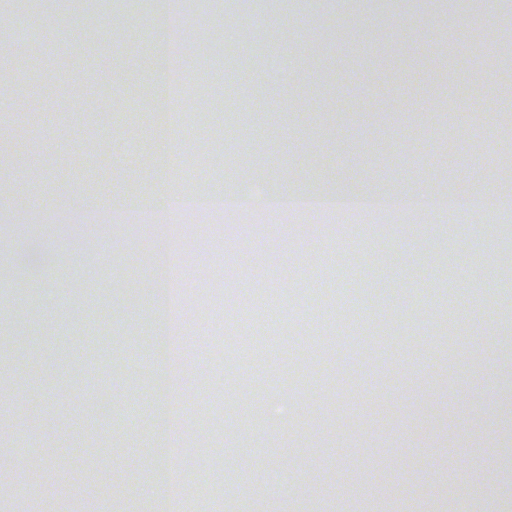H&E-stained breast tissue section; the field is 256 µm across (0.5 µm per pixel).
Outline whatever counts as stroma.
I'll return each mask as SVG.
<instances>
[{"label":"stroma","mask_w":512,"mask_h":512,"mask_svg":"<svg viewBox=\"0 0 512 512\" xmlns=\"http://www.w3.org/2000/svg\"><path fill=\"white\" fill-rule=\"evenodd\" d=\"M189 29L182 77L199 105L166 174L184 194L256 189L401 193L432 182L474 195L512 171V0H176ZM10 47L0 69V168L40 223L0 221V428L20 458L0 475V512L27 501L66 512L95 493L103 512H151L139 485L159 465L161 400L150 315L157 276L143 202L153 160L150 65L158 0H0ZM242 33V42L226 38ZM40 60L32 68L30 54ZM311 79L255 82L273 55ZM81 84L74 100L61 85ZM89 201L85 216L72 204ZM176 262L198 240L210 272L192 293L188 338L205 334L182 429L186 512H496L491 447L512 449V405L474 349L476 323L512 326V211L449 212L431 228L365 213L175 214ZM314 231L291 266L270 234ZM58 299L46 304V289ZM457 468H449V455Z\"/></svg>","instance_id":"1"}]
</instances>
